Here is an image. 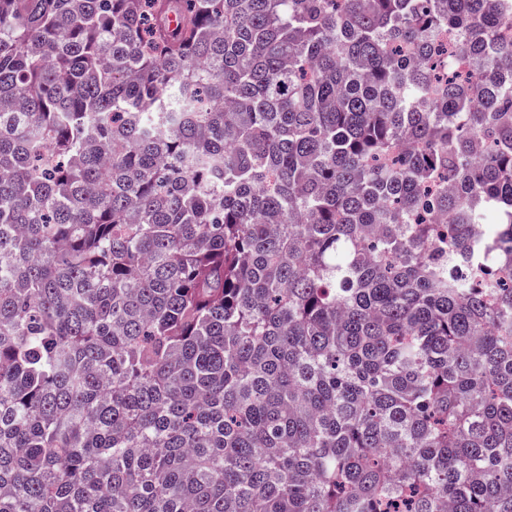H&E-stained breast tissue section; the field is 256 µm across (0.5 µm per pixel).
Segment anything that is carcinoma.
Returning <instances> with one entry per match:
<instances>
[{"label": "carcinoma", "mask_w": 512, "mask_h": 512, "mask_svg": "<svg viewBox=\"0 0 512 512\" xmlns=\"http://www.w3.org/2000/svg\"><path fill=\"white\" fill-rule=\"evenodd\" d=\"M510 28L0 0V512H512Z\"/></svg>", "instance_id": "1"}]
</instances>
